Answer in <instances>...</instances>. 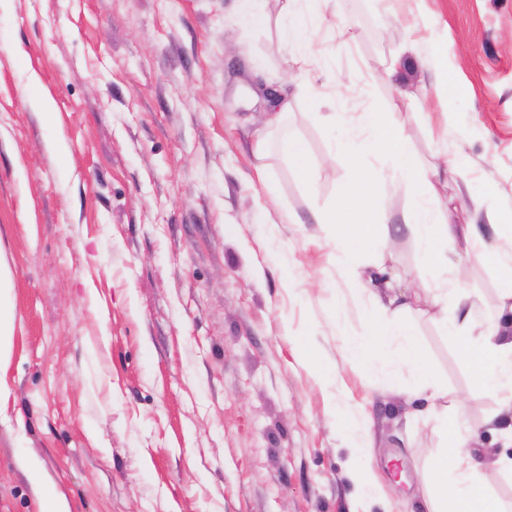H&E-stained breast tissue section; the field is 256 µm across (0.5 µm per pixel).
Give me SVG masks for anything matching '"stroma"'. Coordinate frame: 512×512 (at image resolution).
I'll list each match as a JSON object with an SVG mask.
<instances>
[{"label": "stroma", "instance_id": "35a3bbf8", "mask_svg": "<svg viewBox=\"0 0 512 512\" xmlns=\"http://www.w3.org/2000/svg\"><path fill=\"white\" fill-rule=\"evenodd\" d=\"M267 25L237 0H6L0 7V264L13 353L0 400V512H38L37 457L70 512H420L419 478L451 444L408 372L369 374L345 335L381 321L336 262L331 208L350 177L292 77L281 0ZM332 0L308 78L331 112L400 111L423 168L464 158L441 190L457 223L512 217V0ZM411 66L383 79L384 62ZM286 87L312 184L253 149L267 89ZM52 104L53 121L38 105ZM412 106L400 109L401 100ZM406 184L381 190L394 287L423 253ZM501 266L452 256L448 285L496 310ZM416 341L477 448L512 456L493 395L426 292ZM370 432L385 497L351 474Z\"/></svg>", "mask_w": 512, "mask_h": 512}]
</instances>
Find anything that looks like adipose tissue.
<instances>
[{
  "mask_svg": "<svg viewBox=\"0 0 512 512\" xmlns=\"http://www.w3.org/2000/svg\"><path fill=\"white\" fill-rule=\"evenodd\" d=\"M328 5L329 0H285L282 7L279 24L284 48L304 66L316 62L312 36L324 25ZM342 148L350 163L349 187L337 206L314 214L316 223L339 228L337 262L345 266L355 255L388 246L387 216L373 207L386 180L405 183L414 190L415 202L403 222L425 251L430 276L423 279L422 286L438 309V321L446 335L460 340L469 354L477 382L499 395L500 407L492 423L504 443L512 446V224L494 222L483 229L435 219L426 206L428 195L434 193L436 183L462 179L465 164L456 158L444 167L424 170L399 113L377 107L357 113L344 132ZM374 154L382 157L383 166L369 165L368 158ZM452 251L480 260L504 257L499 305L491 318L476 320L468 297L449 304L448 254ZM371 308L382 313L384 320L369 335L345 337L347 358L368 373L386 369L395 374L409 368L414 393L431 401V420L452 434L451 454L435 456L429 473L421 477L423 512H505L489 492V474H512V457L499 456L488 469L475 460L468 410L461 401H448L417 344L415 326L407 317L410 301L402 294L385 297L376 292L371 296Z\"/></svg>",
  "mask_w": 512,
  "mask_h": 512,
  "instance_id": "obj_1",
  "label": "adipose tissue"
}]
</instances>
